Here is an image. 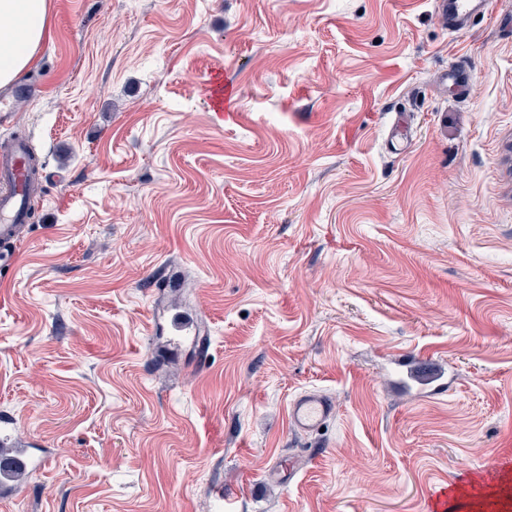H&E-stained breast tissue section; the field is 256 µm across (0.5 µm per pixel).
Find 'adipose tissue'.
I'll return each mask as SVG.
<instances>
[{"instance_id":"adipose-tissue-1","label":"adipose tissue","mask_w":512,"mask_h":512,"mask_svg":"<svg viewBox=\"0 0 512 512\" xmlns=\"http://www.w3.org/2000/svg\"><path fill=\"white\" fill-rule=\"evenodd\" d=\"M51 10V0H0L1 87L33 66Z\"/></svg>"}]
</instances>
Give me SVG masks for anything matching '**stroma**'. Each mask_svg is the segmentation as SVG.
<instances>
[{"mask_svg":"<svg viewBox=\"0 0 512 512\" xmlns=\"http://www.w3.org/2000/svg\"><path fill=\"white\" fill-rule=\"evenodd\" d=\"M23 79L0 426L43 465L0 512H429L512 471V0H53ZM488 0H436L438 11L448 30L458 33L465 30L472 18L485 14ZM335 412V404L325 395L303 393L290 402L288 422L295 431L313 432L329 421Z\"/></svg>","mask_w":512,"mask_h":512,"instance_id":"obj_1","label":"stroma"}]
</instances>
